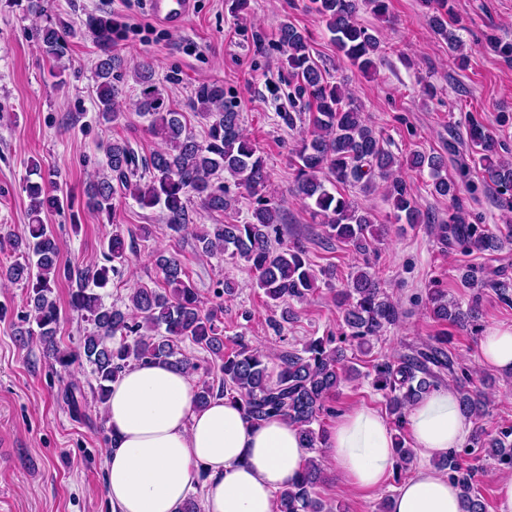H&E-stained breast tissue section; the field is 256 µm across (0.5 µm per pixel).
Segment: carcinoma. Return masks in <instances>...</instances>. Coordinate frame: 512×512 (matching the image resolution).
Returning a JSON list of instances; mask_svg holds the SVG:
<instances>
[{
  "mask_svg": "<svg viewBox=\"0 0 512 512\" xmlns=\"http://www.w3.org/2000/svg\"><path fill=\"white\" fill-rule=\"evenodd\" d=\"M310 2L333 35L338 52L352 66L370 72L380 40L359 23L357 13L365 4L384 17L388 0ZM450 14L449 0H433L431 25L448 42V49L456 52L461 39L456 29L448 26ZM83 26L93 35L100 51L95 66L98 120L110 124L121 116L118 83L122 79V62L112 54L117 23L110 14L91 13ZM278 38L286 50L288 68L302 78L298 92L310 104L309 129L295 152V194L312 217L325 227L329 237L355 252L366 254L374 250L379 234L374 232L369 216L360 213L343 188L358 186L367 193L383 180L396 220L411 225L425 223L427 217L418 209L411 185L396 174L400 161L383 147L356 99L327 81L312 61L306 35L285 22ZM38 40L41 52L55 62L52 76L57 78V84H63L68 69V36L49 22L39 28ZM485 45L512 59V42L491 34L486 36ZM135 81L141 90L134 107L148 117L149 130L163 147L143 159L126 142L103 146L102 173L89 183L87 206L110 218L114 200L121 195L142 208L159 210L168 229L179 234L193 223L192 199L216 212L233 207L235 198L219 181V176L226 173L234 179L235 186L255 198L256 206L249 220L241 224H213L197 231V248L205 255L226 254L245 261L254 273L256 286L273 301L301 299L319 282L331 285L336 270L328 266L314 271L301 244L280 240L272 244V235L278 234L281 223V207L269 193L270 171L265 159L243 135L241 113L233 102L225 100L224 85L203 81L194 90L190 107L208 122L207 134L200 140L181 121L180 113L167 108L161 90L153 82L150 65L144 64L135 72ZM467 136L484 177L494 186L496 207L511 215L512 153L475 119L468 121ZM405 165L419 172L429 169L432 193L452 203L448 220L431 226L443 247H458L468 254L501 249L502 239L487 225L470 221V213L460 201L458 183L443 173L446 164L442 155L414 153ZM24 191L29 199V235L8 240L11 251L23 261L0 270L6 279L26 285L21 321L28 328L17 331L16 339L26 345L37 338L44 360L57 375L69 372L76 364L86 365L94 381L91 390L98 406L107 400L112 382L130 365L164 362L198 377L197 398L203 406L219 395L241 403L247 418L255 423L271 415L287 417L300 428L312 456L278 493L279 512H333L332 506L317 498L316 489L324 481L319 452L326 438L321 417L330 412L326 402L342 383L360 376L358 369L345 364L344 352L330 346L329 339L311 340L300 350L282 354L279 376L271 382L266 355L244 338L238 339L236 349L224 351L223 304L203 308L185 267L176 257L164 253L155 257L162 287L131 289L123 309L106 304L101 290L124 265L123 238L112 235L102 263L63 267L59 263L58 239L47 229L43 215L61 209L68 202V194L57 181L43 176L38 180L26 178ZM61 279L70 283V308L89 325L74 350L60 347L56 338L60 312L52 294ZM462 281L471 288H491L502 301L512 304V283L507 280L489 276L480 280L465 266ZM428 302L432 319L439 323L468 328L477 322V294L466 312L440 288L430 289ZM336 305L346 327L345 340L360 346L383 335L398 319L396 304L381 289L376 273L368 266L349 274L345 287L336 292ZM187 340L221 361L219 386L209 381L210 366L184 354L181 344ZM373 371V386L383 392L399 431L406 425L410 403L440 387L445 372L455 379L463 412L475 419L485 412L487 403L482 394L469 389L467 380L457 376L446 335L435 337L410 354L384 358L373 364ZM62 394L71 415L82 418L81 390L68 385ZM468 447L481 449L500 469H512V427L493 433L478 425L468 437ZM439 468L447 471L460 488L466 512H486L473 470L463 464L457 453H448Z\"/></svg>",
  "mask_w": 512,
  "mask_h": 512,
  "instance_id": "obj_1",
  "label": "carcinoma"
}]
</instances>
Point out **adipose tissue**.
Segmentation results:
<instances>
[{
    "label": "adipose tissue",
    "instance_id": "ef3b65f1",
    "mask_svg": "<svg viewBox=\"0 0 512 512\" xmlns=\"http://www.w3.org/2000/svg\"><path fill=\"white\" fill-rule=\"evenodd\" d=\"M483 362L512 375V326L488 330ZM112 441L103 455L112 512H182L198 470L204 512H277V493L307 450L288 418L250 422L224 397L197 403V378L166 364L129 366L101 407ZM411 446L422 456L390 499L391 512H463L459 488L430 459L462 445L469 420L455 391L426 394L406 413ZM322 456L351 491L380 488L396 469L391 427L378 410L355 406L327 434Z\"/></svg>",
    "mask_w": 512,
    "mask_h": 512
}]
</instances>
